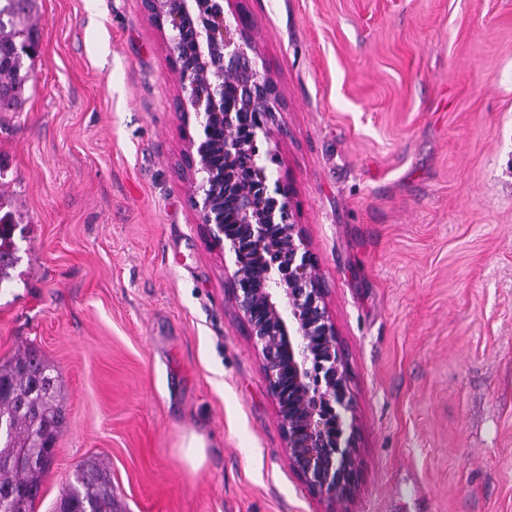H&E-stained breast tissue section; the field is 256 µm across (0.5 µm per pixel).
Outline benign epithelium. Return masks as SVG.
<instances>
[{"mask_svg":"<svg viewBox=\"0 0 512 512\" xmlns=\"http://www.w3.org/2000/svg\"><path fill=\"white\" fill-rule=\"evenodd\" d=\"M233 2L143 0V7L171 33L181 120H200L199 138L182 155L192 208L231 254L228 292L259 351L290 468L309 489L344 499L358 470L344 360L292 194L272 180L267 162L275 154L261 151L279 125V96L257 68V47Z\"/></svg>","mask_w":512,"mask_h":512,"instance_id":"benign-epithelium-1","label":"benign epithelium"}]
</instances>
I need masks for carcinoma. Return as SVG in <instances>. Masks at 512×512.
<instances>
[{
  "label": "carcinoma",
  "instance_id": "carcinoma-1",
  "mask_svg": "<svg viewBox=\"0 0 512 512\" xmlns=\"http://www.w3.org/2000/svg\"><path fill=\"white\" fill-rule=\"evenodd\" d=\"M34 0H0V112L22 105L29 78L25 61L37 55L29 23ZM10 212L0 214V288L18 257ZM0 512H35L58 437L67 425L61 381L55 368L34 347L0 363ZM107 466L88 459L75 466L56 512H114Z\"/></svg>",
  "mask_w": 512,
  "mask_h": 512
}]
</instances>
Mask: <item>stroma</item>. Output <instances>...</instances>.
<instances>
[{"label": "stroma", "instance_id": "35a3bbf8", "mask_svg": "<svg viewBox=\"0 0 512 512\" xmlns=\"http://www.w3.org/2000/svg\"><path fill=\"white\" fill-rule=\"evenodd\" d=\"M235 6L283 103L273 170L348 369L356 491L289 467L190 203L169 38L142 0H37L26 101L0 112V362L39 349L67 410L35 512L90 458L116 512H512V0ZM16 224L11 212L0 214V288L7 287L11 276L9 269L14 266L18 257L12 239Z\"/></svg>", "mask_w": 512, "mask_h": 512}]
</instances>
